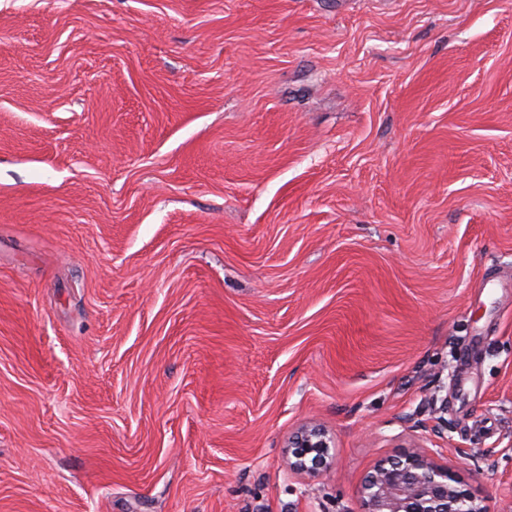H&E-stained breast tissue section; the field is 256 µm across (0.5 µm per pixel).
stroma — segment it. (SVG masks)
<instances>
[{
	"mask_svg": "<svg viewBox=\"0 0 512 512\" xmlns=\"http://www.w3.org/2000/svg\"><path fill=\"white\" fill-rule=\"evenodd\" d=\"M416 442L512 512V0H0V512H359ZM330 437L325 429L311 427L302 430L288 444L286 453L295 461L292 467L310 476H318L332 465Z\"/></svg>",
	"mask_w": 512,
	"mask_h": 512,
	"instance_id": "35a3bbf8",
	"label": "stroma"
}]
</instances>
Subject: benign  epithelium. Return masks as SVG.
I'll use <instances>...</instances> for the list:
<instances>
[{
  "label": "benign epithelium",
  "mask_w": 512,
  "mask_h": 512,
  "mask_svg": "<svg viewBox=\"0 0 512 512\" xmlns=\"http://www.w3.org/2000/svg\"><path fill=\"white\" fill-rule=\"evenodd\" d=\"M325 429L302 430L288 444L292 467L317 476L332 465ZM455 472L418 446L378 460L359 491L361 512H488L486 506L458 490Z\"/></svg>",
  "instance_id": "7a95c632"
}]
</instances>
